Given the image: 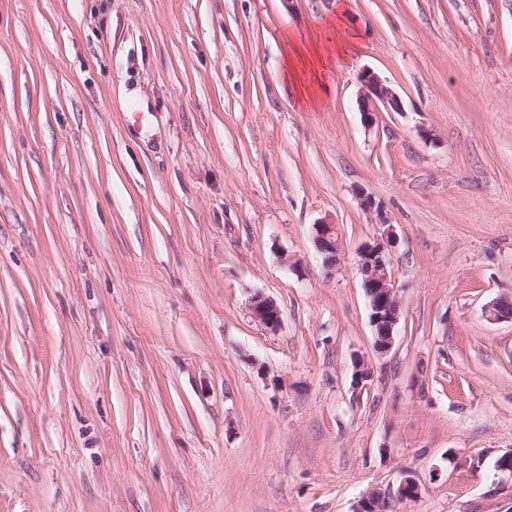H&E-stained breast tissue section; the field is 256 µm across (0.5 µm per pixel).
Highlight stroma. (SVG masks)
Listing matches in <instances>:
<instances>
[{
    "label": "stroma",
    "instance_id": "obj_1",
    "mask_svg": "<svg viewBox=\"0 0 512 512\" xmlns=\"http://www.w3.org/2000/svg\"><path fill=\"white\" fill-rule=\"evenodd\" d=\"M340 15L311 109L285 36ZM366 69L404 105L370 127ZM382 215L383 356L355 266ZM500 298L512 0H0V512H357L411 474L393 512H512ZM312 240L315 250L322 257L325 267L328 270L336 268V257L338 261L340 244L338 227L328 223L314 224L312 225ZM251 311L253 317L270 330H277L281 326V311L277 304L262 295L253 298ZM419 494V483L414 477H405L395 492L390 493L388 497L380 496L378 492H372L361 500L358 512H378L387 509L388 501L395 499L397 501H404L410 497L418 496ZM388 500L385 507H383V501ZM384 512V511H383Z\"/></svg>",
    "mask_w": 512,
    "mask_h": 512
}]
</instances>
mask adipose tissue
I'll return each mask as SVG.
<instances>
[{"instance_id":"ef3b65f1","label":"adipose tissue","mask_w":512,"mask_h":512,"mask_svg":"<svg viewBox=\"0 0 512 512\" xmlns=\"http://www.w3.org/2000/svg\"><path fill=\"white\" fill-rule=\"evenodd\" d=\"M353 46V36L341 19L336 22V39L332 42L314 32L288 36L286 73L295 83L303 102L311 107L316 106L326 71L330 70L337 58L349 54Z\"/></svg>"}]
</instances>
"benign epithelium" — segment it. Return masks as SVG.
Listing matches in <instances>:
<instances>
[{"instance_id": "7a95c632", "label": "benign epithelium", "mask_w": 512, "mask_h": 512, "mask_svg": "<svg viewBox=\"0 0 512 512\" xmlns=\"http://www.w3.org/2000/svg\"><path fill=\"white\" fill-rule=\"evenodd\" d=\"M360 97L364 124L372 126L377 121L378 105L394 112L402 111L399 96L378 75L366 71L360 79ZM379 235L363 243L356 252V267L362 277L370 310V323L374 330V348L380 354L392 349L394 330L400 318V305L397 298L395 281L390 270V252L399 242L394 224L383 219ZM312 240L323 264L329 270L336 267L340 234L334 224L320 223L312 225ZM251 311L253 317L270 330L281 326V311L277 304L262 295L253 298ZM354 384L363 389L373 377V367L365 362L355 368ZM419 494V483L411 476L401 480L396 491L390 493V499L404 501ZM385 497L372 492L361 500L358 512H382Z\"/></svg>"}]
</instances>
